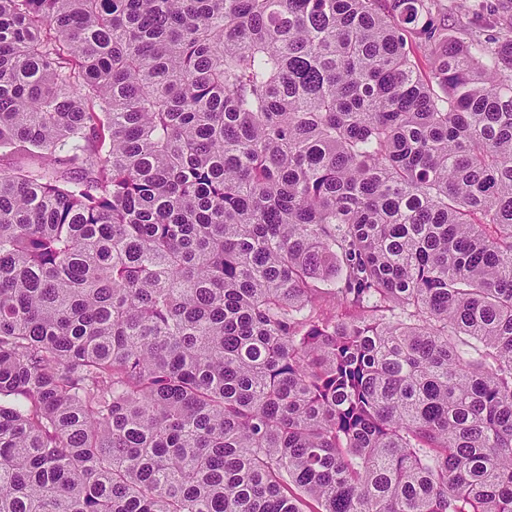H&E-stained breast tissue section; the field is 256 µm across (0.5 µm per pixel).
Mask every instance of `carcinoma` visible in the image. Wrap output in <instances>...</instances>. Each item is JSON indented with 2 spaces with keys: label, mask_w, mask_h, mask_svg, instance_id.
<instances>
[{
  "label": "carcinoma",
  "mask_w": 512,
  "mask_h": 512,
  "mask_svg": "<svg viewBox=\"0 0 512 512\" xmlns=\"http://www.w3.org/2000/svg\"><path fill=\"white\" fill-rule=\"evenodd\" d=\"M434 9L0 0V512H512V30Z\"/></svg>",
  "instance_id": "obj_1"
}]
</instances>
